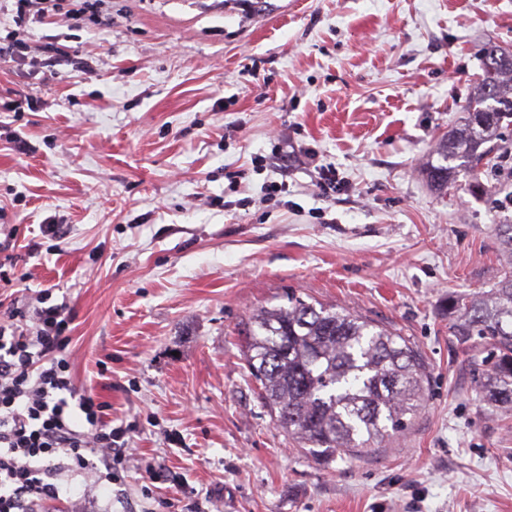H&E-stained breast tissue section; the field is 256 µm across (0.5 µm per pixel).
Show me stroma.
I'll return each mask as SVG.
<instances>
[{
  "mask_svg": "<svg viewBox=\"0 0 512 512\" xmlns=\"http://www.w3.org/2000/svg\"><path fill=\"white\" fill-rule=\"evenodd\" d=\"M255 2L112 0L102 25L28 28L59 50L38 74L0 58V322L49 291L77 386L135 427L121 484L64 474L39 512H512V406L448 329L449 297L512 269V150L476 193L423 176L484 47L512 50V0ZM291 294L421 351L406 430L325 465L274 423L244 329Z\"/></svg>",
  "mask_w": 512,
  "mask_h": 512,
  "instance_id": "1",
  "label": "stroma"
}]
</instances>
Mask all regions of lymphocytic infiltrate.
Listing matches in <instances>:
<instances>
[{"mask_svg":"<svg viewBox=\"0 0 512 512\" xmlns=\"http://www.w3.org/2000/svg\"><path fill=\"white\" fill-rule=\"evenodd\" d=\"M112 0H12L19 29L58 16L106 21ZM64 305L12 311L0 324V512H34L58 499L63 473L110 481L129 454L131 426L102 419L103 405L78 390Z\"/></svg>","mask_w":512,"mask_h":512,"instance_id":"1","label":"lymphocytic infiltrate"}]
</instances>
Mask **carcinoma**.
I'll list each match as a JSON object with an SVG mask.
<instances>
[{
  "label": "carcinoma",
  "instance_id": "obj_1",
  "mask_svg": "<svg viewBox=\"0 0 512 512\" xmlns=\"http://www.w3.org/2000/svg\"><path fill=\"white\" fill-rule=\"evenodd\" d=\"M506 117L512 118V53L490 44L463 127L441 140L437 163L425 170L430 187L448 188L462 170L480 187L481 168L492 162L486 143ZM287 301L261 308L246 330L245 360L276 425L326 463L403 431L425 400L421 353L361 316L294 295ZM448 321L471 352L468 366L480 395L512 405V272L485 294L448 298Z\"/></svg>",
  "mask_w": 512,
  "mask_h": 512
}]
</instances>
